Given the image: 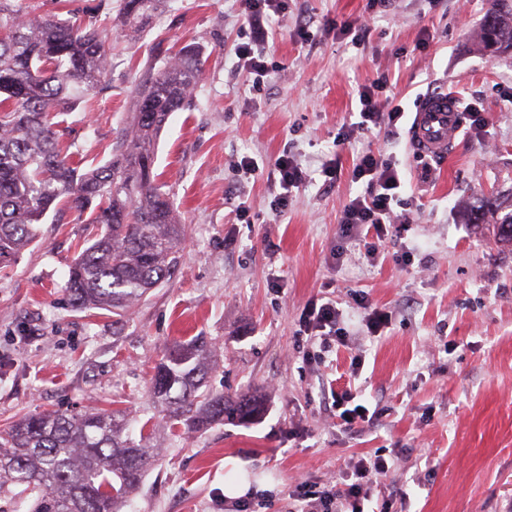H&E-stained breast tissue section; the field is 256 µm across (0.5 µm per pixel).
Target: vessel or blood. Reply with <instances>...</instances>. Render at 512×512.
I'll list each match as a JSON object with an SVG mask.
<instances>
[{
    "label": "vessel or blood",
    "instance_id": "b4317fda",
    "mask_svg": "<svg viewBox=\"0 0 512 512\" xmlns=\"http://www.w3.org/2000/svg\"><path fill=\"white\" fill-rule=\"evenodd\" d=\"M460 131L456 98L450 94L430 95L413 117L410 137L422 153L442 158L452 149Z\"/></svg>",
    "mask_w": 512,
    "mask_h": 512
}]
</instances>
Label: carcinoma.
<instances>
[{
    "label": "carcinoma",
    "instance_id": "cac0c4a2",
    "mask_svg": "<svg viewBox=\"0 0 512 512\" xmlns=\"http://www.w3.org/2000/svg\"><path fill=\"white\" fill-rule=\"evenodd\" d=\"M158 0H121L119 12L140 24ZM477 51H512V0H490L474 38ZM204 48L182 46L137 91L136 107L109 160L80 169L57 139L50 116L71 112L108 73L106 38L88 24L41 15L0 0V267L38 237L60 200L101 232L70 267L67 290L77 310L122 316L167 280L184 236L170 192L153 172L156 143L168 116L190 107ZM496 224L512 244V198L485 197L463 212L467 224ZM212 346L196 338L166 349L150 394L159 412L189 432L212 424L259 420L266 401L210 388ZM160 454L152 434H131L119 408L24 417L0 432V488L24 485L38 497L32 512H121Z\"/></svg>",
    "mask_w": 512,
    "mask_h": 512
}]
</instances>
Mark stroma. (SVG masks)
I'll use <instances>...</instances> for the list:
<instances>
[{"instance_id": "stroma-1", "label": "stroma", "mask_w": 512, "mask_h": 512, "mask_svg": "<svg viewBox=\"0 0 512 512\" xmlns=\"http://www.w3.org/2000/svg\"><path fill=\"white\" fill-rule=\"evenodd\" d=\"M287 2L265 24L269 72L257 90L235 56L240 0H161L143 33L119 13L99 16L112 68L91 111L53 118L92 164L107 160L147 67L191 42L206 49L194 104L170 115L154 164L185 226L182 251L171 278L121 321L91 316L64 287L95 227L63 206L50 214L37 244L0 270V431L115 400L133 429L153 419L161 456L124 512H233L228 457L268 484L253 512H295L298 482L335 480L360 455L400 457L380 484L397 496L391 512H512V247L493 225L460 219L473 199L512 192V55L472 47L490 0ZM364 18L368 31L339 32ZM305 24L307 41L296 34ZM372 81L384 85L380 104L405 111L397 134L347 130L358 86ZM436 92L475 101L485 119L480 135L461 130L444 160L409 137ZM368 149L399 170L394 209L411 218L397 236L367 235L371 259L341 223L365 191L352 171ZM285 153L309 178L282 207L275 162ZM245 156L259 174L241 172ZM326 162L336 165L330 182ZM314 297L341 311L346 344L323 349L306 335L300 316ZM375 308L390 316L376 335L363 321ZM200 336L215 349L211 386L264 394L261 420L174 435L154 412V364L172 342ZM349 381L376 416L353 430L331 408Z\"/></svg>"}]
</instances>
